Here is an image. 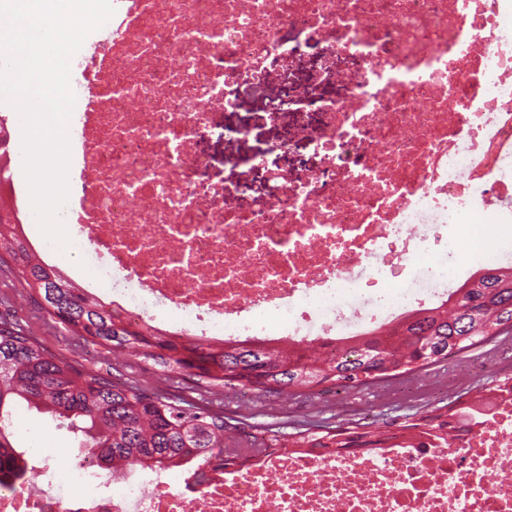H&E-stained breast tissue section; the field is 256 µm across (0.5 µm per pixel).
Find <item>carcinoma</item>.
Instances as JSON below:
<instances>
[{"label": "carcinoma", "mask_w": 512, "mask_h": 512, "mask_svg": "<svg viewBox=\"0 0 512 512\" xmlns=\"http://www.w3.org/2000/svg\"><path fill=\"white\" fill-rule=\"evenodd\" d=\"M7 254L27 288L43 301L49 317L78 339L109 353L136 352L160 371L186 373L208 387L242 388L276 394L297 389L340 386L356 390L419 372L512 332V269L490 268L480 279L456 288L445 302L418 310L385 330L361 338L326 340L319 356L304 347L279 349L262 342H211L187 334H166L147 324L127 322L63 277L32 250L11 216L0 214V254ZM54 419L69 421L81 432L83 447L118 470L127 466L186 471L196 466L195 479L205 477L204 465L237 463L269 448L295 445L338 455L372 444L365 431L343 429L322 436L298 432L293 441L274 435L249 447L224 444V414L208 406L163 394L115 385L85 372L73 361L49 355L23 330L0 322V470L16 489L27 477L21 469L26 449L15 446L8 417L14 402ZM485 403L475 399L458 408L409 425L444 441L448 428L471 431Z\"/></svg>", "instance_id": "1"}]
</instances>
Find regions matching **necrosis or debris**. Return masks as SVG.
<instances>
[{"label":"necrosis or debris","instance_id":"obj_1","mask_svg":"<svg viewBox=\"0 0 512 512\" xmlns=\"http://www.w3.org/2000/svg\"><path fill=\"white\" fill-rule=\"evenodd\" d=\"M74 64L72 254L128 321L316 344L447 297L449 258H512V0H113ZM315 63L297 79L306 54ZM276 86L287 139L227 130ZM274 154L262 202L215 179L213 139ZM305 143L310 161L295 157ZM0 512H512V399L447 441L270 450L112 474L30 449Z\"/></svg>","mask_w":512,"mask_h":512}]
</instances>
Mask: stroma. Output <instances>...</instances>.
I'll use <instances>...</instances> for the list:
<instances>
[{
  "mask_svg": "<svg viewBox=\"0 0 512 512\" xmlns=\"http://www.w3.org/2000/svg\"><path fill=\"white\" fill-rule=\"evenodd\" d=\"M231 125L246 124L264 137L276 140L290 118L281 115L270 121L265 97L245 94L235 111L225 113ZM18 322L48 354L61 360H75L90 373H112L118 381L151 392H163L186 400L211 403L223 410L229 433L234 437L250 434L252 427L267 426L280 438L303 430L323 434L358 424L366 431H397L421 417L447 411L449 404L468 399L484 385L491 372L512 371V334L501 335L477 347L465 356L448 359L414 375L374 384L359 392L314 394L298 389L288 396L224 390L217 393L198 389L183 374H160L151 361L131 353H99L95 347L77 346L61 324L53 322L40 308L37 295L25 288L15 270L0 264V319ZM12 430L22 447H29L40 432H47L59 450L63 464H79L85 451L81 439L66 424L50 417L15 407L11 414Z\"/></svg>",
  "mask_w": 512,
  "mask_h": 512,
  "instance_id": "stroma-1",
  "label": "stroma"
}]
</instances>
